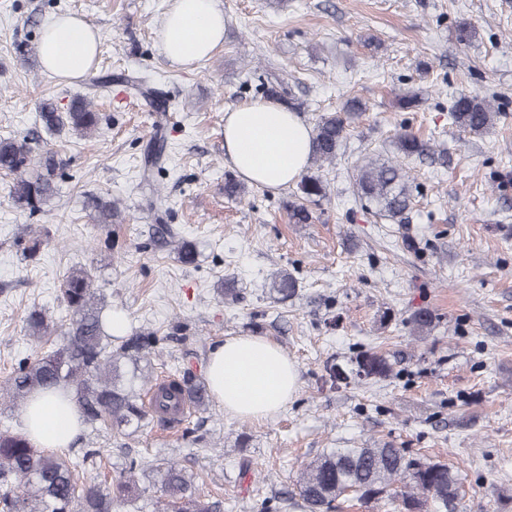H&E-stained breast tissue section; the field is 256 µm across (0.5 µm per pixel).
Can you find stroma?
<instances>
[{"instance_id":"35a3bbf8","label":"stroma","mask_w":512,"mask_h":512,"mask_svg":"<svg viewBox=\"0 0 512 512\" xmlns=\"http://www.w3.org/2000/svg\"><path fill=\"white\" fill-rule=\"evenodd\" d=\"M223 46L184 68L159 51L170 0H0V137L28 138L33 154L59 149L66 176L43 212L16 209L11 177L0 174V382L36 350L26 316L65 312L57 289L85 268L108 310L131 327L186 320L200 336L170 341L165 367L205 373L211 346L235 336L268 339L293 360L300 385L274 417L253 421L221 403L155 426L127 446L99 437L102 475L125 455L175 460L204 480L223 512H301L294 489L303 465L327 448L390 444L460 466L456 512H512V0H221ZM78 15L100 36L93 74L143 76L168 105L167 116L140 94L121 101L93 94L88 79L65 81L40 64L46 20ZM476 37L459 41L458 28ZM274 82L302 104V116L368 106L353 123L334 164L320 169L329 197L312 220L293 224L291 189L248 186L230 197L224 182V113L258 98ZM418 89L403 111L396 94ZM492 99L494 127L471 136L448 120L464 94ZM91 98L101 121L89 136L39 135L38 105ZM431 140L434 158L408 160L417 184L401 222L374 216L353 190L365 156L390 157L397 132ZM169 149L160 193L147 200L140 156L155 131ZM118 199L125 219L94 223L88 195ZM195 243L196 265L154 243L153 212ZM36 239L23 258L17 238ZM111 239L113 249L101 247ZM299 284L284 303L269 294L273 274ZM239 288L235 303L217 297L220 279ZM434 316L418 333L415 311ZM371 351L384 355L385 378L344 381L334 369ZM212 432L217 446L188 456L184 428Z\"/></svg>"}]
</instances>
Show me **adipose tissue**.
<instances>
[{"mask_svg":"<svg viewBox=\"0 0 512 512\" xmlns=\"http://www.w3.org/2000/svg\"><path fill=\"white\" fill-rule=\"evenodd\" d=\"M225 18L218 0H172L160 32L170 63L188 66L224 43ZM99 35L76 15L53 17L42 28L39 54L45 70L65 78L86 75ZM311 128L279 102L256 99L224 113V160L245 181L278 191L300 178L309 164ZM208 383L225 411L251 420L281 410L299 387V373L280 348L260 337H230L208 358ZM21 431L40 448L73 442L80 413L73 399L37 392L24 409Z\"/></svg>","mask_w":512,"mask_h":512,"instance_id":"obj_1","label":"adipose tissue"}]
</instances>
